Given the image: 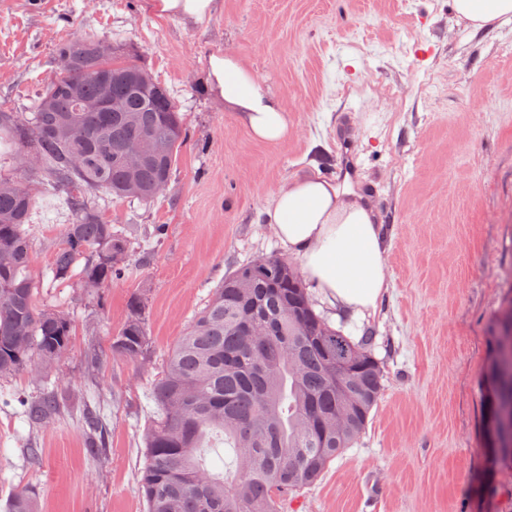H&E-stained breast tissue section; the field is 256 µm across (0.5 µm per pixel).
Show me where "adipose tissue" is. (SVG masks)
<instances>
[{
  "label": "adipose tissue",
  "mask_w": 512,
  "mask_h": 512,
  "mask_svg": "<svg viewBox=\"0 0 512 512\" xmlns=\"http://www.w3.org/2000/svg\"><path fill=\"white\" fill-rule=\"evenodd\" d=\"M207 84L256 140L276 144L287 138V111L240 57L211 55ZM266 219L331 309L375 314L390 282L383 269L384 240L367 206L319 175L304 173L275 191Z\"/></svg>",
  "instance_id": "obj_1"
}]
</instances>
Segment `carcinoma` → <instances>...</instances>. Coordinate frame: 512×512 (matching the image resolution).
Segmentation results:
<instances>
[{"instance_id": "1", "label": "carcinoma", "mask_w": 512, "mask_h": 512, "mask_svg": "<svg viewBox=\"0 0 512 512\" xmlns=\"http://www.w3.org/2000/svg\"><path fill=\"white\" fill-rule=\"evenodd\" d=\"M112 39L78 35L59 44L57 74L37 90L30 114L0 105V143L28 182L0 174V376L35 355L43 367L70 348L72 323L38 305L28 273L24 225L35 200L30 184L65 195L69 223L54 253L55 282L77 278L95 293L129 273V239L103 217L95 198L148 203L170 183L186 129L170 90L119 50ZM118 103L98 108L103 87ZM142 150L130 175L123 156ZM129 316L112 337V355L144 360L149 346L144 299H128ZM512 277L491 335L485 377L493 440L512 437ZM373 334L359 339L316 313L298 270L277 255L255 258L224 277L167 353L150 387L156 406L145 435L138 481L147 512H283L289 496L315 484L356 443L382 391ZM63 396L46 392L28 409L36 424ZM89 452L99 453L97 416L85 421ZM224 434L232 469L213 474L198 457L206 437ZM0 512H38L28 491L11 494Z\"/></svg>"}]
</instances>
